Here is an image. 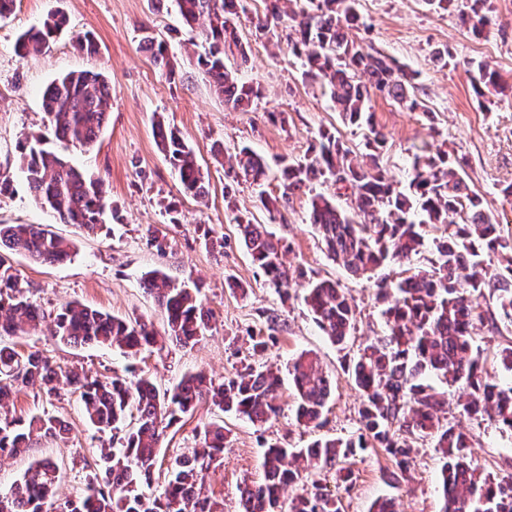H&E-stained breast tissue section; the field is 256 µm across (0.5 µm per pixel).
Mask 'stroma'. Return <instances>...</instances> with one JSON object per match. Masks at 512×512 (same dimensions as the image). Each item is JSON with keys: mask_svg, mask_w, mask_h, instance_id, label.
<instances>
[{"mask_svg": "<svg viewBox=\"0 0 512 512\" xmlns=\"http://www.w3.org/2000/svg\"><path fill=\"white\" fill-rule=\"evenodd\" d=\"M248 4L250 12L239 22L248 49L240 75L259 86L261 95L246 112L225 106L210 87L197 66L205 43L198 32L182 25L172 0L160 8L152 0H17L14 12L0 18V173L13 181L12 192L0 195V224H48L74 244L71 257L55 264L12 256L31 301L46 317L39 331L16 337L15 342L101 378L131 365L136 375L151 378L163 390L201 370L220 382L245 362L278 369L282 385L276 417L255 425L203 402L168 430L160 449L150 488L156 495L163 492L174 459L199 447V430L223 422L224 456L206 489L223 502L224 512H240L239 487L243 481L261 478L268 445L304 448L322 436L356 435L360 399L347 366L367 341L383 333L384 305L376 280L395 281L402 272L401 266L390 264L377 269L372 278H355L327 257L310 223L308 202L314 194H333L331 184L317 181L295 192L281 214L260 209L259 190L280 192L277 176L283 162L303 159L325 128L335 129L354 151L364 152L365 136L373 127L386 138L379 163L396 188L405 192L412 155L424 146H443L450 159L461 161L465 180L482 195L493 223L501 225L504 234H512V196L503 193L512 184V0H490L494 25L479 38L468 33L456 11L433 10L425 0H358L357 41L392 54L416 72L418 96L427 106L426 111L412 112L392 99L372 95L368 128L341 121L327 85L304 76L286 36L272 41L256 31L250 14L263 10V0ZM53 10L68 15L67 29L43 52L20 56L19 34L40 25ZM87 33L99 45L93 58L74 48L75 39ZM147 35L166 42L179 81H168L163 68L142 49ZM441 50L448 53L442 60L436 57ZM480 63L498 71L503 93L476 96L467 71ZM84 69L103 72L112 85L109 122L90 149L59 141L54 147L104 183L114 217L95 235L58 223L42 206L20 170L17 148L23 134L52 133L41 109L46 86L63 73ZM158 116L192 147L208 176L205 196L182 192L176 169L156 143L153 123ZM244 146L269 165L264 187L227 184L223 166L213 157L215 148L232 153ZM236 213L285 239V263L305 272L288 294L270 287L253 263L232 219ZM154 232L164 236L163 248L150 245ZM153 270L166 273L179 286L199 287L212 318L195 346L169 343L160 350L143 351L132 361L116 348L67 345L53 336V319L69 302L143 318L162 330V313L141 285L142 277ZM323 277L339 281L356 309V329L343 348L323 335L304 301L308 279ZM235 282L242 284V291L232 290ZM270 310L281 315L285 326L264 351L253 352L248 334L265 327ZM304 351L316 354L335 381L323 424L314 430L296 426L291 412L294 388L288 366ZM11 412L24 418L42 412L57 415L67 423L69 435L63 441L40 438L22 455L0 458V491L20 479L32 461L50 458L61 470L58 501L78 497L89 479L90 464L113 442L86 421L79 394L64 386L49 396L31 386L14 395ZM453 423L470 433L471 458L484 473L497 479L512 475V433L467 416L454 417ZM350 463L354 484L341 494L343 512H368L382 496L395 497L398 512H440L441 456L431 441L414 444L411 481L405 488L388 483L395 464L382 451H356Z\"/></svg>", "mask_w": 512, "mask_h": 512, "instance_id": "stroma-1", "label": "stroma"}]
</instances>
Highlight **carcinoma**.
I'll use <instances>...</instances> for the list:
<instances>
[{
  "instance_id": "carcinoma-1",
  "label": "carcinoma",
  "mask_w": 512,
  "mask_h": 512,
  "mask_svg": "<svg viewBox=\"0 0 512 512\" xmlns=\"http://www.w3.org/2000/svg\"><path fill=\"white\" fill-rule=\"evenodd\" d=\"M225 2L175 0V6L184 25L200 28L208 44L197 59L199 69L226 104L245 111L260 92L240 81L237 70L227 65L231 59L245 63L247 48L238 29L243 0H236L232 10ZM279 2L270 0V7L257 18V30L267 34L280 27L290 29L289 50L302 61L306 75L329 79L331 97L344 120L357 125L370 122L371 87L410 110L423 106L413 75L393 58L351 37L357 0H300L298 8L289 11L280 9ZM427 3L443 10L454 6L475 35H483L492 25L487 0ZM66 24L63 13H49L40 27L19 36L17 52L24 56L41 52ZM142 48L156 63L168 66L165 41L145 37ZM471 80L480 97L500 87L499 73L481 63ZM111 99L106 77L86 69L53 80L43 92L42 107L57 140L89 147L108 122ZM370 134L373 152L364 164L334 134L321 132L305 160L288 162L280 169L281 194L261 191L258 202L268 212H278L288 207L295 191L314 180H330L336 196L346 195L350 202L343 207L316 194L310 198V221L332 260L355 276L389 262H410L425 247L420 232L424 225L438 232L431 242L435 258L429 267L393 287L378 284V295L386 303L385 329L348 368L361 397L357 437L320 438L306 448L269 446L262 464L264 479L245 481L239 488L241 512H342L341 500L325 494L317 476L333 469L336 483L347 490L354 474L341 461L357 447L381 448L395 461L389 479L398 486L406 481L410 443L416 440L431 441L442 456V512H512V475L498 482L482 476L468 456L469 435L443 423L448 411L454 410L512 432V382L484 366L472 337L475 323L484 322V315L469 300L473 295L491 298L499 321L512 326V258L505 265L494 262L495 256L512 251V239L485 213L481 197L448 161L447 152L431 154L422 148L413 154V193L406 194L379 166L383 135L373 127ZM156 137L179 172L183 192L202 196L204 175L181 132L159 120ZM18 149L30 190L60 222L88 234L104 227L110 209L102 180L48 146L42 134L26 135ZM224 175L261 186L268 177L267 165L242 147L228 160ZM236 222L248 253L269 284L279 292L289 288L293 275L282 259L286 250L282 239L261 224L240 218ZM14 252L37 263H55L70 256L72 243L43 224H0V336L29 335L44 319L13 272L8 255ZM142 284L164 314V334L137 318L127 320L68 303L54 319V335L64 343L118 347L131 357L167 341L182 347L196 345L208 328L209 312L195 292L159 271L147 273ZM305 302L324 334L338 345L345 344L355 330V310L340 284L311 281ZM288 373L296 392V423L308 429L320 427L331 395L329 376L309 353L295 358ZM431 377L449 386L465 384L468 398H448V392L430 384ZM61 380L80 394L93 426L121 434L122 447L101 452L84 493L58 505L52 501L57 465L50 459L34 462L8 491L0 492V512H48V504L53 512H223L202 492L206 476L220 465L224 453V426L218 423L204 427L202 446L192 456L171 464L160 495L147 497L139 485L149 484L166 430L179 416L193 411L200 398L206 395L221 412L261 425L278 413L281 385L273 370L243 362L233 377L221 383L196 374L161 391L146 377L101 381L57 368L37 351L22 352L0 343L1 451L19 453L35 436L66 434L64 421L56 415L44 412L24 420L7 411L15 390L38 382L51 395ZM300 482L306 483L303 492L283 510L281 492Z\"/></svg>"
}]
</instances>
